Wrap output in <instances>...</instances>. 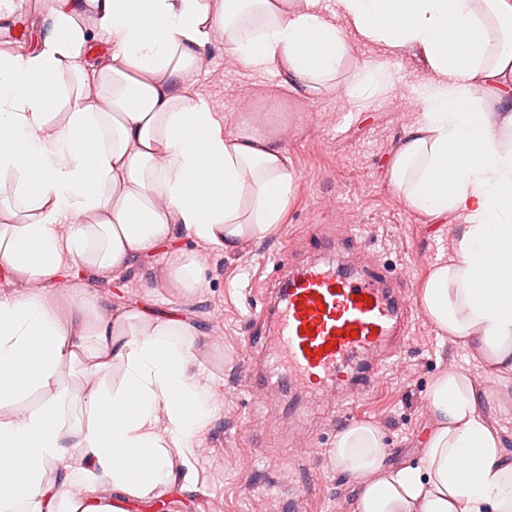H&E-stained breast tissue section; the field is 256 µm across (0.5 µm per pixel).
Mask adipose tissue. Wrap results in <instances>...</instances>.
<instances>
[{
    "label": "adipose tissue",
    "instance_id": "1",
    "mask_svg": "<svg viewBox=\"0 0 512 512\" xmlns=\"http://www.w3.org/2000/svg\"><path fill=\"white\" fill-rule=\"evenodd\" d=\"M48 5L54 28L37 49L0 51V271L24 287L0 296V448L12 455L0 468V512H121L73 501L71 484L143 498L168 481L171 451L189 456L208 422L210 384L190 368L192 326L103 317L88 282L118 277L183 233L230 250L282 224L294 183L285 150L246 122L225 135L223 114L186 93L218 32L228 56L299 97L341 74L365 101L395 87L392 60L421 58L431 77L412 88L419 117L387 179L408 208L460 227L419 303L439 335L476 349L487 370L512 373V0ZM98 38L110 55L92 68ZM360 43L377 56L356 59ZM73 263L84 276L51 302L45 286ZM167 270L178 292L205 285L183 250ZM68 367L90 392L70 389ZM80 399L88 418L65 432L66 406ZM427 401L437 426L418 464L392 465L373 423L337 434L331 454L358 488L355 512H512V454L478 414L470 376L439 373ZM74 455L85 468L47 479Z\"/></svg>",
    "mask_w": 512,
    "mask_h": 512
}]
</instances>
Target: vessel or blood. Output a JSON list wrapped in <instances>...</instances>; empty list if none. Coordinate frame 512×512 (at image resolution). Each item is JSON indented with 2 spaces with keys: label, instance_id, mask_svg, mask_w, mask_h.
<instances>
[{
  "label": "vessel or blood",
  "instance_id": "obj_1",
  "mask_svg": "<svg viewBox=\"0 0 512 512\" xmlns=\"http://www.w3.org/2000/svg\"><path fill=\"white\" fill-rule=\"evenodd\" d=\"M334 237L317 243V257L296 261L292 251L275 258L281 273L271 298L253 321L262 358L250 364L246 390L276 403L301 387L339 413L352 397L374 388L386 360L404 334L410 307L393 275L374 259L330 264Z\"/></svg>",
  "mask_w": 512,
  "mask_h": 512
}]
</instances>
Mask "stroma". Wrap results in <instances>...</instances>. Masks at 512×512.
I'll return each mask as SVG.
<instances>
[{
    "label": "stroma",
    "instance_id": "1",
    "mask_svg": "<svg viewBox=\"0 0 512 512\" xmlns=\"http://www.w3.org/2000/svg\"><path fill=\"white\" fill-rule=\"evenodd\" d=\"M205 69L188 91L223 113L224 132L238 131L239 117L251 112L263 130L285 149L296 180L286 217L271 234L244 240L227 250L180 235L176 242L197 256L206 286L181 295L154 287L163 276L167 250L157 247L134 259L111 281L91 287L102 315L143 311L155 317L177 315L190 324L196 348L192 370L208 377L217 398L199 436L190 465L171 452L174 479L156 487L138 512H285L289 497L306 496V512H355L356 486L338 472L330 453L335 433L324 411H317L301 450L287 454L280 440L281 409L266 406L241 389L249 369V319L274 276L273 250L284 245L310 250L317 234L350 235L359 255L375 257L403 278L411 299L439 255L450 254L457 228L430 221L406 207L387 181L388 165L418 117L409 89L429 74L414 58L394 62L398 83L358 102L335 89L299 99L227 59L222 36L204 48ZM461 369L473 379L476 409L499 432L512 453V374L485 369L479 356L438 336L421 307L409 317L405 342L379 375L374 392L345 404L353 421H368L383 432L399 465L418 461L435 427L427 390L442 371Z\"/></svg>",
    "mask_w": 512,
    "mask_h": 512
}]
</instances>
